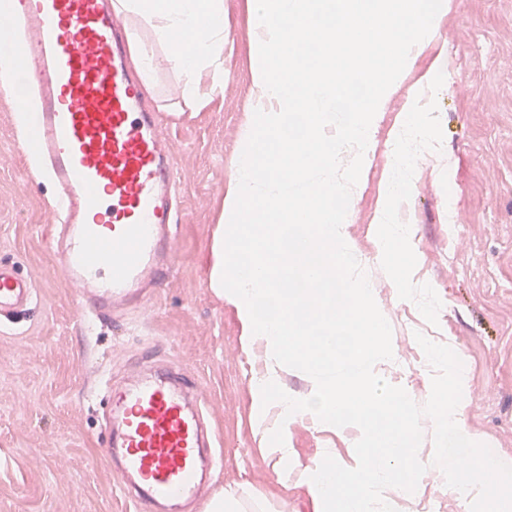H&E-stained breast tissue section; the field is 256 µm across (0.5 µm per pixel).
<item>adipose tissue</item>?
Masks as SVG:
<instances>
[{
	"instance_id": "ef3b65f1",
	"label": "adipose tissue",
	"mask_w": 512,
	"mask_h": 512,
	"mask_svg": "<svg viewBox=\"0 0 512 512\" xmlns=\"http://www.w3.org/2000/svg\"><path fill=\"white\" fill-rule=\"evenodd\" d=\"M129 61L152 86L157 47L180 78L182 109L195 112L224 96V0H112Z\"/></svg>"
}]
</instances>
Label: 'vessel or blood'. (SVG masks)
I'll list each match as a JSON object with an SVG mask.
<instances>
[{"label":"vessel or blood","instance_id":"1","mask_svg":"<svg viewBox=\"0 0 512 512\" xmlns=\"http://www.w3.org/2000/svg\"><path fill=\"white\" fill-rule=\"evenodd\" d=\"M20 39L0 38L36 96L30 117L41 177L55 187L57 259L89 309L112 316L143 300L170 270L178 212L175 167L126 64L109 0H17ZM37 293L0 264V316L22 319ZM100 453L135 512L197 502L224 455L198 383L146 355L127 380L104 379Z\"/></svg>","mask_w":512,"mask_h":512}]
</instances>
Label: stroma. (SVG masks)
Returning <instances> with one entry per match:
<instances>
[{
  "label": "stroma",
  "mask_w": 512,
  "mask_h": 512,
  "mask_svg": "<svg viewBox=\"0 0 512 512\" xmlns=\"http://www.w3.org/2000/svg\"><path fill=\"white\" fill-rule=\"evenodd\" d=\"M436 34L446 84L436 95L441 152L418 159L410 200L417 283L442 307L437 324L399 299L383 271L374 213L388 169L389 133L405 112L420 68L405 73L372 132L361 194L347 224L375 301L392 328L395 362L383 369L417 404L432 369L418 360L416 334L450 346L467 364L463 420L498 459L512 462V0H449ZM250 27L243 0H224V96L180 112L179 80L159 63L147 96L176 162L181 222L174 264L151 299L120 318L82 309L49 244L53 188L35 179L20 146L14 101L0 91V263L37 289L28 320L0 322V512H129L100 455L102 408L91 390L100 375L127 376L144 350L182 366L208 398L224 468L207 498L236 489L242 512H313L298 477L279 483L253 426L249 385L263 366L247 351L235 308L209 286L211 246L230 164L249 110ZM302 465L323 449L347 454L346 440L310 422L290 428ZM397 512H468L465 500L425 471Z\"/></svg>",
  "instance_id": "35a3bbf8"
}]
</instances>
